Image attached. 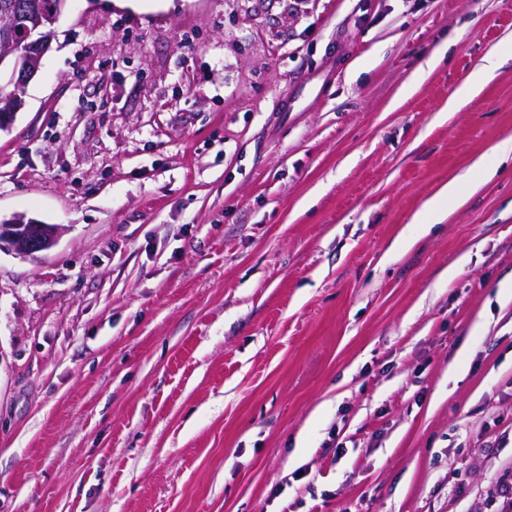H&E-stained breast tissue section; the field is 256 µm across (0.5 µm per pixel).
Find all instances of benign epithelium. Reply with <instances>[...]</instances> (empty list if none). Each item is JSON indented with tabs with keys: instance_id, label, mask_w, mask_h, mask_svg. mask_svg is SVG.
Instances as JSON below:
<instances>
[{
	"instance_id": "obj_1",
	"label": "benign epithelium",
	"mask_w": 512,
	"mask_h": 512,
	"mask_svg": "<svg viewBox=\"0 0 512 512\" xmlns=\"http://www.w3.org/2000/svg\"><path fill=\"white\" fill-rule=\"evenodd\" d=\"M68 0H58L50 9L34 0L31 12L20 17L12 0H0V86L16 87L0 100V133L11 129L22 104L24 89L37 75L41 61L51 49L58 22ZM64 229L58 224L27 220L22 215L0 219V247L11 248L24 257H33L57 245Z\"/></svg>"
}]
</instances>
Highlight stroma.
<instances>
[{"label": "stroma", "mask_w": 512, "mask_h": 512, "mask_svg": "<svg viewBox=\"0 0 512 512\" xmlns=\"http://www.w3.org/2000/svg\"><path fill=\"white\" fill-rule=\"evenodd\" d=\"M16 214L64 233L0 249V512H494L512 0H70ZM500 61L501 59L496 55H489L487 58H485L484 64L475 70L471 74L467 83L458 89L456 93L448 100L449 111L454 112L457 99L463 95H466L473 86L486 80L491 71L498 67ZM468 177L469 172L458 176L448 182V185L442 187L438 193L424 205L423 209L415 215L414 223L439 224L443 217V213L439 207L440 202L445 198H448V200L456 199L458 196V181L467 179Z\"/></svg>", "instance_id": "obj_1"}]
</instances>
